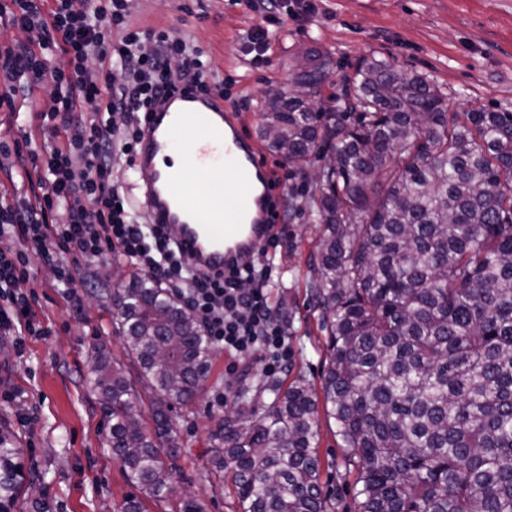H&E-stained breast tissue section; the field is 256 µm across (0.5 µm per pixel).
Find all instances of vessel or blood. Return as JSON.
<instances>
[{
    "instance_id": "vessel-or-blood-1",
    "label": "vessel or blood",
    "mask_w": 512,
    "mask_h": 512,
    "mask_svg": "<svg viewBox=\"0 0 512 512\" xmlns=\"http://www.w3.org/2000/svg\"><path fill=\"white\" fill-rule=\"evenodd\" d=\"M178 150L186 167L160 166V158ZM136 167L151 170L141 203L148 223L180 224L187 259L213 274L264 240L278 200L272 174L247 138L238 113L222 99L177 91L147 113L138 143ZM216 184L207 196L191 192L194 181ZM233 191L224 194L223 183Z\"/></svg>"
}]
</instances>
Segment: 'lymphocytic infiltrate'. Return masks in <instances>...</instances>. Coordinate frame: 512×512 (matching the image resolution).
Returning a JSON list of instances; mask_svg holds the SVG:
<instances>
[{
    "label": "lymphocytic infiltrate",
    "mask_w": 512,
    "mask_h": 512,
    "mask_svg": "<svg viewBox=\"0 0 512 512\" xmlns=\"http://www.w3.org/2000/svg\"><path fill=\"white\" fill-rule=\"evenodd\" d=\"M12 26L35 31L32 43L0 48V107L20 92L50 88L55 103L40 116L52 138L44 150L0 139V157L26 152L38 175L34 201L0 199V332L37 333L30 254L55 263L56 287L73 293L66 254L123 256L179 296L215 347L230 357L266 348L288 351L286 329L269 291L279 236L270 231L250 254L210 274L192 266L168 229L138 222L112 177V162L133 163L144 112L172 92L191 87L223 95L205 54L177 28L137 27L131 0H9ZM60 54L50 65L48 57ZM97 110L84 117L83 106ZM123 114L116 123L115 114Z\"/></svg>",
    "instance_id": "1"
}]
</instances>
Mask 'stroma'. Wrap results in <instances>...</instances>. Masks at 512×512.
<instances>
[{"label":"stroma","instance_id":"obj_1","mask_svg":"<svg viewBox=\"0 0 512 512\" xmlns=\"http://www.w3.org/2000/svg\"><path fill=\"white\" fill-rule=\"evenodd\" d=\"M137 26H177L204 52L216 79L233 77L228 105L239 112L250 138H258L265 89L289 90L293 53L314 47L330 55L329 80L341 85L356 63L373 55L402 71L428 75L448 95L450 110L484 108L512 112V0H285L270 22L235 0H132ZM272 29L278 38L265 59H257L242 39L249 29ZM54 101L45 91L17 97L15 110L0 109V135L38 133L40 113ZM280 247L270 301L291 312L290 372L320 384L325 334L308 303L305 282L309 255L318 236L297 207L283 206ZM77 278L75 295L51 287L52 263L32 258L42 286L33 308L48 332L43 336L0 334V423L10 426L27 450L33 475L24 485L18 512H113L137 489L124 476L120 460L106 446L109 426L99 406L88 354L104 348L126 361L112 314V293L130 280L110 258L66 256ZM262 353L230 361L215 350L203 392L170 413L179 456L173 469L174 496L146 502V512H174L184 493L197 495L204 512H234V499L211 475L209 450L233 392L266 382ZM328 420L320 422L321 482L331 512H357L353 478L342 464L340 439Z\"/></svg>","mask_w":512,"mask_h":512}]
</instances>
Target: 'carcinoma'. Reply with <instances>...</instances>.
<instances>
[{
    "label": "carcinoma",
    "mask_w": 512,
    "mask_h": 512,
    "mask_svg": "<svg viewBox=\"0 0 512 512\" xmlns=\"http://www.w3.org/2000/svg\"><path fill=\"white\" fill-rule=\"evenodd\" d=\"M330 58H293L321 96ZM331 105L266 90L261 134L300 172L333 154L307 194L319 226L305 283L327 333L321 391L303 375L242 386L211 463L236 512H328L319 412L334 421L358 512H512V112L448 111L422 74L363 59ZM153 428L123 364L89 370L128 483L164 501L176 429L204 390L213 345L189 309L145 274L112 294ZM24 448L0 426V512L23 491Z\"/></svg>",
    "instance_id": "carcinoma-1"
}]
</instances>
